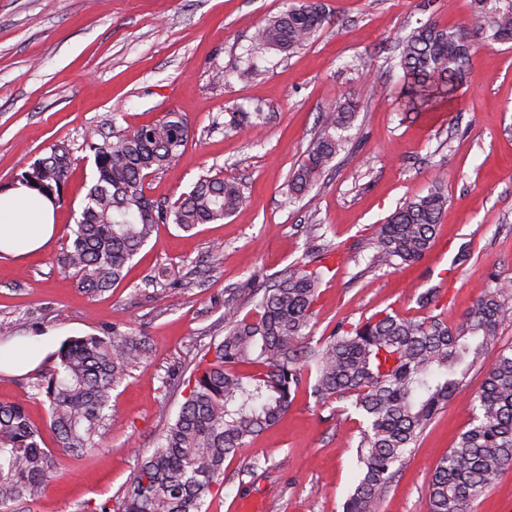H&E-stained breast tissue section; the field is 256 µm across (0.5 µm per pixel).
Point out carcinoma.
<instances>
[{
  "label": "carcinoma",
  "mask_w": 512,
  "mask_h": 512,
  "mask_svg": "<svg viewBox=\"0 0 512 512\" xmlns=\"http://www.w3.org/2000/svg\"><path fill=\"white\" fill-rule=\"evenodd\" d=\"M471 2L467 30L424 22L396 38L406 110L431 112L454 99L471 58L469 32L512 43V0ZM325 21L320 0H298L258 26L253 48L290 53L311 42ZM359 109L356 99L345 96L319 113L305 159L288 179L289 200L307 195L345 148ZM189 139L187 120L169 112L89 145L94 179L58 257L83 292H102L121 280L157 224L189 231L221 222L244 205L240 186L219 174L200 178L167 208L147 197L146 178L174 164ZM77 161L67 144H55L19 181L57 202ZM447 202L435 186L397 208L373 242V267L421 260ZM312 253L318 264L304 263L253 289L248 313L237 303L224 305V339L194 365L185 401L157 448L137 465L123 493L95 512H202L222 485L224 461L274 426L302 389L321 404L353 399L366 428L357 450L359 478L342 512H377L406 455L476 366L485 367V374L471 400L474 417L432 472L429 512H468L512 466V346L484 364L500 328L512 320L506 303L512 280L490 274L454 327L438 315L416 321L381 312L356 324L340 322L312 342L317 291L329 270L322 264L325 253ZM144 352V342L116 328L110 336L78 337L60 346L55 365L34 389L48 402V426L62 452L85 456L103 447L112 391ZM383 352L398 354V362L385 365ZM239 365L256 371L241 373ZM59 476L60 461L43 446L25 407L0 402V512H31Z\"/></svg>",
  "instance_id": "cac0c4a2"
}]
</instances>
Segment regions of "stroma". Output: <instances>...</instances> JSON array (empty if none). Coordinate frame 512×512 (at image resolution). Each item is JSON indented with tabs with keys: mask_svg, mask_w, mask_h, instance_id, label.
<instances>
[{
	"mask_svg": "<svg viewBox=\"0 0 512 512\" xmlns=\"http://www.w3.org/2000/svg\"><path fill=\"white\" fill-rule=\"evenodd\" d=\"M293 0H0V189L53 144L79 163L56 204V239L22 260H0V323L12 340L55 343L112 329L144 337L146 356L112 394L113 423L92 457H62L63 475L33 512H93L119 495L138 459L156 448L183 385L209 346L224 337V302H244L329 248L318 289L314 336L374 313L457 324L490 273L512 279V45L472 36L473 56L455 100L435 112H403L396 36L432 20L466 27L471 0H323L327 20L313 43L267 50L256 71L244 58L255 27ZM227 74L212 79L213 70ZM361 110L351 143L309 194L286 184L304 158L317 116L346 94ZM263 117L233 125L238 110ZM183 115L189 143L178 161L148 178L145 193L173 204L200 177L223 172L247 198L224 222L183 231L159 225L111 289L84 293L57 257L94 176L88 141L166 113ZM442 182L448 205L434 244L418 262L373 268L372 238L394 210ZM436 290L438 300L421 306ZM54 364L0 372V401L24 402L46 430L48 405L33 386ZM468 375L399 472L379 512H429L438 459L467 430ZM364 428L350 400L315 403L299 394L288 413L224 463L207 512H342ZM256 474H247L249 464Z\"/></svg>",
	"mask_w": 512,
	"mask_h": 512,
	"instance_id": "obj_1",
	"label": "stroma"
}]
</instances>
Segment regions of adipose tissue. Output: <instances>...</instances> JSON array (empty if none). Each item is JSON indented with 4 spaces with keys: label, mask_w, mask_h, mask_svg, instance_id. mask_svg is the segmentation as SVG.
<instances>
[{
    "label": "adipose tissue",
    "mask_w": 512,
    "mask_h": 512,
    "mask_svg": "<svg viewBox=\"0 0 512 512\" xmlns=\"http://www.w3.org/2000/svg\"><path fill=\"white\" fill-rule=\"evenodd\" d=\"M55 231L50 199L21 183L0 192V259L42 250Z\"/></svg>",
    "instance_id": "1"
}]
</instances>
